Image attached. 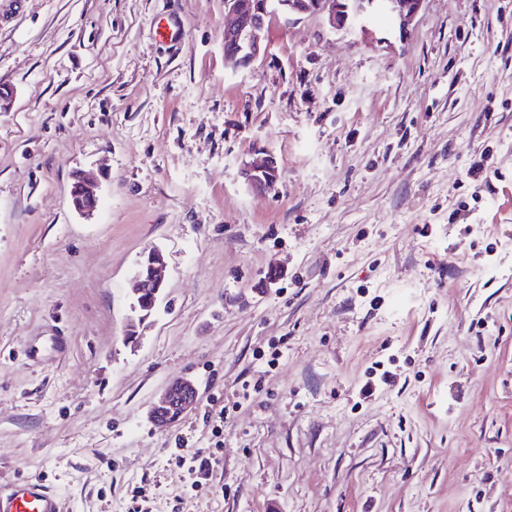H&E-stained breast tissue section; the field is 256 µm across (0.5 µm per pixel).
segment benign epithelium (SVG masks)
I'll list each match as a JSON object with an SVG mask.
<instances>
[{"mask_svg": "<svg viewBox=\"0 0 512 512\" xmlns=\"http://www.w3.org/2000/svg\"><path fill=\"white\" fill-rule=\"evenodd\" d=\"M424 0H224V58L233 68L246 69L265 55V35L272 23L284 20L297 21L305 16H318L336 33L351 34L378 13L388 16L390 27L400 36H406L418 17ZM240 174L248 186L263 191L275 185L280 177L275 155L264 153L260 159L244 162ZM98 196L95 179L89 172L81 174L75 188L72 205L76 212L89 214L96 208ZM147 272L134 275L136 288L131 312L137 321L145 320L138 305L145 296L152 295L158 301L163 287L162 271L164 256L156 248L142 257ZM196 401V387L190 380L183 379L169 385L149 410V419L159 427L174 423L190 409Z\"/></svg>", "mask_w": 512, "mask_h": 512, "instance_id": "1", "label": "benign epithelium"}]
</instances>
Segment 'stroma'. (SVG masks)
I'll return each mask as SVG.
<instances>
[{
	"label": "stroma",
	"instance_id": "35a3bbf8",
	"mask_svg": "<svg viewBox=\"0 0 512 512\" xmlns=\"http://www.w3.org/2000/svg\"><path fill=\"white\" fill-rule=\"evenodd\" d=\"M266 45L225 65L224 0H0V485L63 512H512V0ZM240 174L248 186L256 191L270 189L280 177L277 159L271 152L264 153L261 159L244 162ZM95 179L89 172H83L75 188L72 205L79 214H90L97 207L98 196L95 191ZM142 260L145 261L147 272L144 275H139L137 272H135L134 278L136 288L133 302L130 305L131 312L137 316V321L139 323L147 319L148 316H142L140 314L138 304L144 305V297L147 296L149 292H151V296L153 298L152 307L156 305L160 290L163 287V279L161 273L165 267L164 256L161 251L156 248H152L147 253H145L138 263L140 264ZM196 401V387L183 379L169 385L149 410V419L159 427L174 423ZM0 512H63L59 496L42 480L11 481L0 491Z\"/></svg>",
	"mask_w": 512,
	"mask_h": 512
}]
</instances>
